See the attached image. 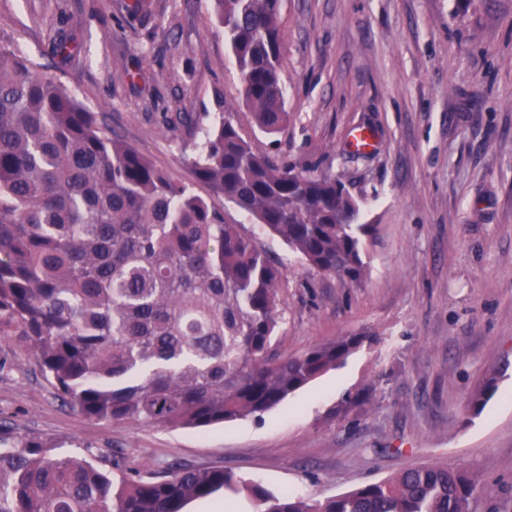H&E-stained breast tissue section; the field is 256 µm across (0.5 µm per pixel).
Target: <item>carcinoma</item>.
Instances as JSON below:
<instances>
[{"instance_id": "carcinoma-1", "label": "carcinoma", "mask_w": 512, "mask_h": 512, "mask_svg": "<svg viewBox=\"0 0 512 512\" xmlns=\"http://www.w3.org/2000/svg\"><path fill=\"white\" fill-rule=\"evenodd\" d=\"M255 125L288 118L282 0H215ZM151 0H121L135 21ZM58 34L49 54L77 55ZM181 122L203 139L195 179L255 218L308 267L363 281L374 224L330 173L303 174L254 152L229 114ZM283 268L255 237L224 221L185 184L103 129L59 80L0 46V326L25 337L49 384L84 417L163 428H209L260 417L341 366L372 340L340 336L273 353ZM116 481L78 456L22 438L0 445V512H184L224 490L256 512H472L478 475L436 464L347 494L276 496L222 465H173L165 475L119 460Z\"/></svg>"}]
</instances>
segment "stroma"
Masks as SVG:
<instances>
[{
    "label": "stroma",
    "mask_w": 512,
    "mask_h": 512,
    "mask_svg": "<svg viewBox=\"0 0 512 512\" xmlns=\"http://www.w3.org/2000/svg\"><path fill=\"white\" fill-rule=\"evenodd\" d=\"M148 28L118 0H0V45L58 77L156 166L208 196L226 223L285 266L272 347L296 354L371 336L262 417L206 429L97 422L62 403L12 328L0 331V438L25 437L95 464L161 473L216 463L279 495L316 500L433 464L471 469L474 512H512V0H283L288 121L259 131L214 0H152ZM81 54L58 66V29ZM184 112L231 113L274 163L330 171L377 225L358 287L308 269L260 234L189 162L202 135ZM379 139L349 150L355 130ZM481 409L469 400L486 382ZM359 395L336 417L343 395Z\"/></svg>",
    "instance_id": "35a3bbf8"
}]
</instances>
